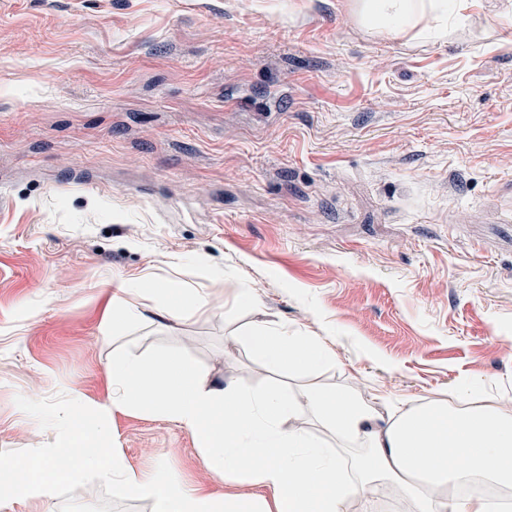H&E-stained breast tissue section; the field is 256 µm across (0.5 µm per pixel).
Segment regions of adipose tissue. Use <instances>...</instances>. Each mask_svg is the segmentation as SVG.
Returning a JSON list of instances; mask_svg holds the SVG:
<instances>
[{"label": "adipose tissue", "mask_w": 512, "mask_h": 512, "mask_svg": "<svg viewBox=\"0 0 512 512\" xmlns=\"http://www.w3.org/2000/svg\"><path fill=\"white\" fill-rule=\"evenodd\" d=\"M361 26L403 35L436 37L448 19L464 21L468 0H357ZM167 321L208 313L205 295L178 278L144 274L120 279L112 293V330L136 323L144 302ZM274 371L304 379L295 389H248L234 380L204 376L176 351L146 360L113 356L104 402L71 395L48 411V439L38 455H0V512L50 501L58 480L94 476L133 497L153 501L154 512H348L352 489L363 491L362 512L393 488L405 512H500L499 502L454 494L473 479L512 489V405L491 399L460 407L442 398L382 415L363 397L317 382L316 372L336 353L325 339L288 326L258 329L245 339ZM140 412L167 418L188 432L209 469L249 484L248 499L218 497L191 487L170 468L150 472L128 466L116 446L112 418ZM312 413L336 450L293 426ZM355 449L352 457L341 456Z\"/></svg>", "instance_id": "ef3b65f1"}]
</instances>
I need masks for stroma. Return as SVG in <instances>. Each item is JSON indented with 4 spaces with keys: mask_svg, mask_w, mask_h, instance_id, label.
Wrapping results in <instances>:
<instances>
[{
    "mask_svg": "<svg viewBox=\"0 0 512 512\" xmlns=\"http://www.w3.org/2000/svg\"><path fill=\"white\" fill-rule=\"evenodd\" d=\"M352 4L0 0L1 453L43 447L33 403L104 401L116 353L273 386L224 342L258 326L326 339L321 380L383 413L512 395V0L414 40ZM144 273L210 313L160 325L148 305L106 336L113 278ZM112 427L134 470L252 492L173 421ZM65 502L154 512L92 477L48 512Z\"/></svg>",
    "mask_w": 512,
    "mask_h": 512,
    "instance_id": "stroma-1",
    "label": "stroma"
}]
</instances>
